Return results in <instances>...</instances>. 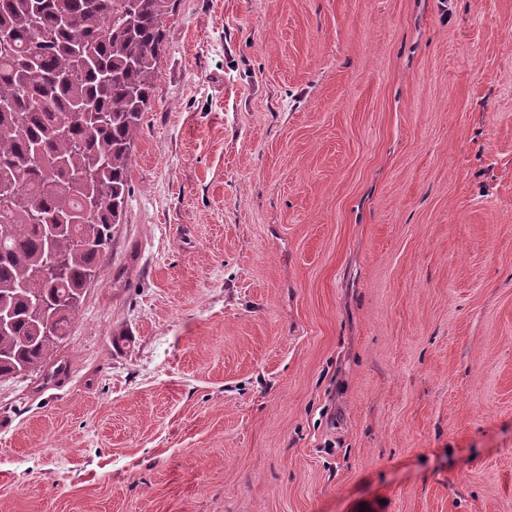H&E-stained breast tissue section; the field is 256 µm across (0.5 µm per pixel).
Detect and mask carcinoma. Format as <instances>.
<instances>
[{
  "instance_id": "cac0c4a2",
  "label": "carcinoma",
  "mask_w": 512,
  "mask_h": 512,
  "mask_svg": "<svg viewBox=\"0 0 512 512\" xmlns=\"http://www.w3.org/2000/svg\"><path fill=\"white\" fill-rule=\"evenodd\" d=\"M170 6L0 0V379L67 368L54 354L121 223Z\"/></svg>"
}]
</instances>
